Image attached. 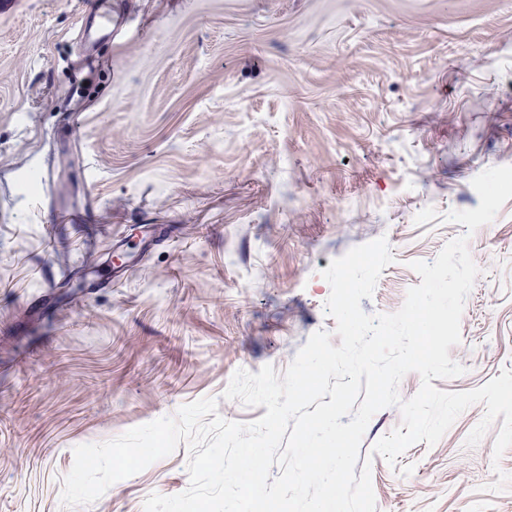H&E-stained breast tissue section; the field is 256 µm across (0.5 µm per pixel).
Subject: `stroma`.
<instances>
[{
	"label": "stroma",
	"mask_w": 512,
	"mask_h": 512,
	"mask_svg": "<svg viewBox=\"0 0 512 512\" xmlns=\"http://www.w3.org/2000/svg\"><path fill=\"white\" fill-rule=\"evenodd\" d=\"M112 34L78 0H0V512H144L185 491L189 452L65 508L75 446L204 397L240 369L285 372L324 312L321 272L386 237L367 314L393 313L469 234L479 275L446 392L512 370V199L467 233L482 171L512 165V0H112ZM89 210L86 223L65 212ZM485 407L389 465L377 512H512V448Z\"/></svg>",
	"instance_id": "obj_1"
}]
</instances>
